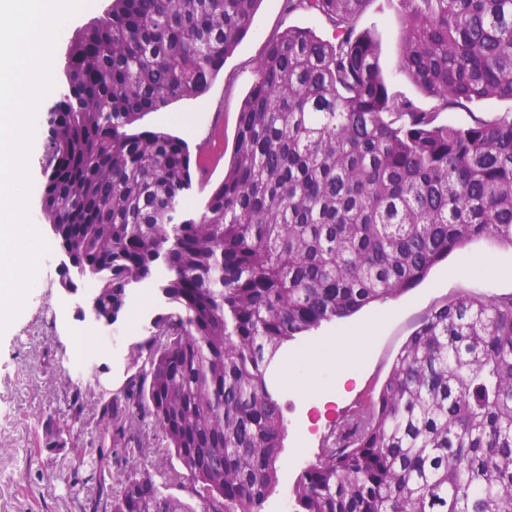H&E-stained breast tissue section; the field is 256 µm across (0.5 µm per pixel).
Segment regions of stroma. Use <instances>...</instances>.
Instances as JSON below:
<instances>
[{"label": "stroma", "mask_w": 512, "mask_h": 512, "mask_svg": "<svg viewBox=\"0 0 512 512\" xmlns=\"http://www.w3.org/2000/svg\"><path fill=\"white\" fill-rule=\"evenodd\" d=\"M290 26L310 29L325 40L334 37L323 18L308 12L286 13L283 0H261L249 33L225 60L207 93L149 113L137 123V130H165L181 137L192 159L205 161L204 180L212 186L220 183L235 145L238 109L255 80L256 63L268 38ZM402 26L399 0H372L358 21L359 30L371 32L379 42L380 64L391 91L427 108L431 98L398 70ZM30 218L48 251L24 309L0 334V512H73L75 498L84 488H68L63 480L85 475L88 461L104 445L103 436L95 430V404L121 387L131 365V350L146 331L130 310L112 326L96 325L86 341L101 347L102 356L82 383L74 384L66 371L71 359L70 326L51 317L52 306L65 297L60 277L63 254L35 193L30 196ZM485 259L498 268V275L471 271V264ZM510 268L512 248L486 238L475 240L436 265L422 283L400 297L323 324L300 339L298 345L305 348L306 356L289 360L284 372L287 438L277 483L263 512H288L295 482L316 459L320 437L307 432L311 405L331 401L341 409L377 392L402 344L433 308L462 293L511 295L512 276L506 274ZM361 330L367 336L359 348L327 349L328 340ZM79 390L86 392L87 402L76 423L70 400ZM140 427L150 439L151 450L130 461L116 456L109 465L113 481L134 469L158 477L172 466L151 420H141ZM54 433L59 439L51 447L47 440ZM53 474L61 475V482L48 484Z\"/></svg>", "instance_id": "stroma-1"}]
</instances>
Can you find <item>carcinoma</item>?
<instances>
[{"mask_svg": "<svg viewBox=\"0 0 512 512\" xmlns=\"http://www.w3.org/2000/svg\"><path fill=\"white\" fill-rule=\"evenodd\" d=\"M261 0H109L67 48L50 94L42 214L117 322L131 289L166 303L97 429L135 459L148 417L194 504L100 448L80 512H262L286 437L278 353L324 323L400 296L478 238L512 247V0H400L399 69L433 99L389 92L372 0H284L334 30L271 36L237 118L224 180L188 210V146L132 131L209 89ZM292 512H512V295L431 311L378 393L329 426Z\"/></svg>", "mask_w": 512, "mask_h": 512, "instance_id": "obj_1", "label": "carcinoma"}]
</instances>
